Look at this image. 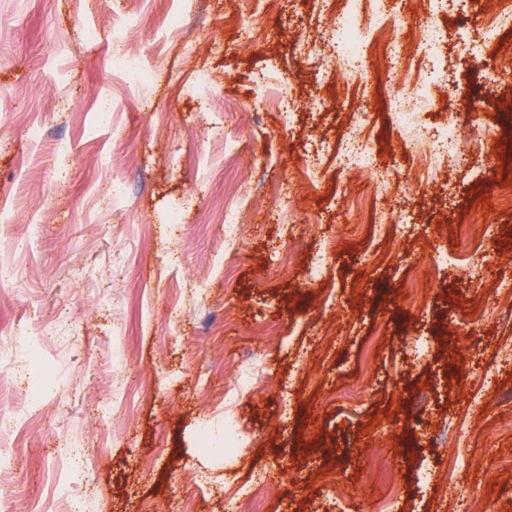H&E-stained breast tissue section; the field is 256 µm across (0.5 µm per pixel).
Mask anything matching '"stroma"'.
Segmentation results:
<instances>
[{
    "label": "stroma",
    "mask_w": 512,
    "mask_h": 512,
    "mask_svg": "<svg viewBox=\"0 0 512 512\" xmlns=\"http://www.w3.org/2000/svg\"><path fill=\"white\" fill-rule=\"evenodd\" d=\"M495 8L444 0L468 33L443 52L446 85L479 111L459 117L470 141L447 181L400 196L336 170L344 117L362 112L379 171L395 181L409 163L386 119L389 82L339 64L333 0H0V263L22 277L0 290V337L43 332L46 391L0 443L13 486L0 512H56L62 493L81 512H226L230 466L243 481L280 469L262 512H331L339 498L371 512L389 490L397 512H436L441 485L416 470L446 472L460 452L486 512H512V365H494L512 322L492 310L512 296V207L494 201L512 162V84L479 34ZM125 17L157 72L133 91L99 35ZM200 69L206 104L186 91ZM103 95L110 126L92 110ZM116 180L126 198L110 206ZM232 199L251 216L228 254ZM334 238L348 249L310 283ZM456 248L467 260L437 264ZM116 341L128 400L106 425ZM253 358L265 386L236 409L246 446L230 465L199 434L223 431L224 385ZM460 423L462 447H435L436 427ZM73 443L86 466L60 460Z\"/></svg>",
    "instance_id": "35a3bbf8"
}]
</instances>
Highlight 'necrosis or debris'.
Here are the masks:
<instances>
[{
    "instance_id": "necrosis-or-debris-1",
    "label": "necrosis or debris",
    "mask_w": 512,
    "mask_h": 512,
    "mask_svg": "<svg viewBox=\"0 0 512 512\" xmlns=\"http://www.w3.org/2000/svg\"><path fill=\"white\" fill-rule=\"evenodd\" d=\"M437 0H427L426 20L409 29L397 25L388 0H338L334 39L336 51L347 73L359 72L367 60L384 54L395 75L397 89L388 100V117L399 133L402 155L416 159L424 176L448 173L463 136V126L451 120L429 127L426 116L447 108L450 98L442 88L444 74L440 45L450 38L464 39L439 17ZM411 41L414 53L401 51L402 41ZM109 66L126 87L135 89L154 80V71L141 55L131 52L124 28L112 32ZM266 374L260 360L243 365L235 381L224 387V453L232 455L239 443L235 409L243 394L261 383ZM41 389V377L29 360H14L13 369L0 377V435L12 431L26 416L32 415Z\"/></svg>"
}]
</instances>
